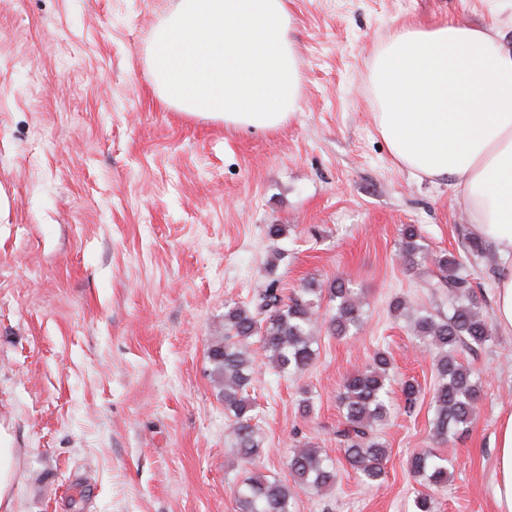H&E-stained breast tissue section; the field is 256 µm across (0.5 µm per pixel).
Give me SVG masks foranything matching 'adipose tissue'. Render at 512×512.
<instances>
[{"mask_svg":"<svg viewBox=\"0 0 512 512\" xmlns=\"http://www.w3.org/2000/svg\"><path fill=\"white\" fill-rule=\"evenodd\" d=\"M484 3L481 25H397L372 57L369 87L396 163L457 189L469 233L502 259L494 321L512 335V0ZM149 75L187 115L279 128L300 99L288 0H174L153 36ZM494 442L492 494L498 512H512V413Z\"/></svg>","mask_w":512,"mask_h":512,"instance_id":"obj_1","label":"adipose tissue"}]
</instances>
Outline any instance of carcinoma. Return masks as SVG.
<instances>
[{
	"instance_id": "cac0c4a2",
	"label": "carcinoma",
	"mask_w": 512,
	"mask_h": 512,
	"mask_svg": "<svg viewBox=\"0 0 512 512\" xmlns=\"http://www.w3.org/2000/svg\"><path fill=\"white\" fill-rule=\"evenodd\" d=\"M422 241L416 225L403 227L400 254L406 268L441 302L430 311L415 314L411 327L419 348L437 352L431 438L443 445L474 423L482 388L479 375L462 364L458 354L480 350L491 340V329L467 265L450 252L429 254ZM465 250L467 258L475 261L489 255L487 244L477 238L467 239ZM324 295L336 307L322 321L319 309ZM363 312L359 293L342 278L332 280L325 289L308 281L286 297L272 282L254 295L250 305L224 306V333L209 344L208 359L212 382L229 415L226 439L237 463L254 464L263 448L249 397L256 373L252 339L258 338L265 360L276 373L296 375L314 363V344L321 326L332 336L349 337ZM390 365L387 351L376 350L363 369L346 378L339 394L343 419L336 426V442L367 485L383 479L388 457L378 427L391 414L387 403ZM288 468L290 484L260 474L244 478L235 489L239 512H294L295 488L321 491L336 484L334 461L308 442L297 446ZM408 470L420 485L413 499L414 512H436L435 490L448 482L444 459L433 449H424L410 457Z\"/></svg>"
}]
</instances>
